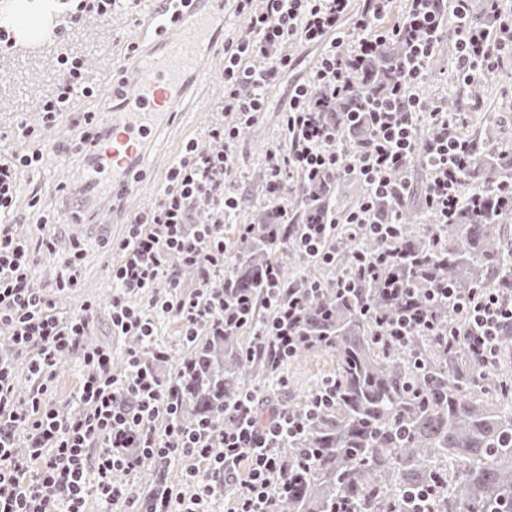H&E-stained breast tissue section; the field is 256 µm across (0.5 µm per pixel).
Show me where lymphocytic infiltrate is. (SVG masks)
<instances>
[{"mask_svg":"<svg viewBox=\"0 0 512 512\" xmlns=\"http://www.w3.org/2000/svg\"><path fill=\"white\" fill-rule=\"evenodd\" d=\"M226 2L232 13L245 16L247 29L224 43L221 114L206 143L186 144L160 197L137 216L125 237L109 244L122 257L112 270V333L153 343L155 312L174 318L185 341L206 326L227 334L251 320L256 352L266 354L278 369L302 341L301 311L316 297L319 283L285 289L280 264H271L262 305L272 313L261 318L255 301L227 298L212 282L230 268L224 215L238 206L230 186L238 138L265 111L267 90L294 65L291 55L276 53V45H318L322 52L288 96L286 144L266 153L264 192L278 202L288 224L289 179L312 181L328 173L339 179L354 175L366 184L367 196L342 225L307 224L297 240L303 255L328 269L336 266L340 233L378 242L377 253L355 252L349 268L336 277V290L352 294L363 283L380 280L401 259L399 215L380 222L372 211L377 200L405 195L415 164L428 171L423 190L427 212L444 218L461 204L460 179L475 143L460 134L464 118L449 116L438 102L424 108L419 88L445 39L455 45L463 82L472 81L476 71H495L512 54V13L498 9L499 0H490L495 9L487 27L468 19V0H407L399 21L391 24V0H365L357 12L353 0ZM390 41L408 47L401 76L390 97L367 95L372 134L343 148L319 110L324 99L345 94L350 71ZM93 94L81 63L63 61L55 95L43 106L42 128L22 122L15 136L32 138L41 130L62 127L71 102ZM426 124L435 132L424 140L419 131ZM77 129L78 152L88 155L93 167L104 165L111 128L87 112ZM43 162L38 152L0 159V333L26 358L36 381L33 393L20 397L13 366L0 361V512H85L91 493L123 506L124 512H208L216 496L223 497L224 512H272L285 477L281 450L303 433L304 416L279 410L261 416L254 392L248 391L227 409L228 426L186 425L178 418L175 379L160 378L144 364L138 348H130L123 371L114 372L111 350L87 342L94 305L85 304L68 316L55 313L53 300L33 286L35 257L10 219L20 192L18 168H37ZM184 267L199 273L193 289H186L181 278ZM161 281L166 284L162 292L156 289ZM135 296L146 299L147 309L131 305ZM455 300L467 347L483 360H493L501 327L512 324V289L480 288ZM71 355L82 359L87 372L78 393L80 409L64 413L51 404L50 391L54 366ZM146 460L160 470L179 467L178 486L166 488L157 501L139 498L125 480ZM240 474L244 493L225 496V485Z\"/></svg>","mask_w":512,"mask_h":512,"instance_id":"lymphocytic-infiltrate-1","label":"lymphocytic infiltrate"}]
</instances>
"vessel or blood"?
Returning <instances> with one entry per match:
<instances>
[{"label": "vessel or blood", "mask_w": 512, "mask_h": 512, "mask_svg": "<svg viewBox=\"0 0 512 512\" xmlns=\"http://www.w3.org/2000/svg\"><path fill=\"white\" fill-rule=\"evenodd\" d=\"M166 9V0H154L147 20L154 46L124 55L119 64L123 81L112 88L113 97L124 104L112 113V144L106 151L109 164L99 181L126 196L140 187L138 148L157 123L178 108L184 77L195 66L197 50L216 39L224 0H195L189 7L193 21L187 27L166 24ZM96 182L86 181L85 186L94 189Z\"/></svg>", "instance_id": "1"}]
</instances>
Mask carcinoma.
Masks as SVG:
<instances>
[{
  "label": "carcinoma",
  "instance_id": "cac0c4a2",
  "mask_svg": "<svg viewBox=\"0 0 512 512\" xmlns=\"http://www.w3.org/2000/svg\"><path fill=\"white\" fill-rule=\"evenodd\" d=\"M404 54V45L392 41L370 66L351 71L350 92L328 101L323 120L350 141L368 137V117L358 119L353 135L343 126V113L364 111L366 92L389 93ZM506 131L503 122L485 129L484 142L494 152L474 150L462 176V204L448 214V223L417 215L404 199L376 204L377 219L393 209L402 217V259L383 277L402 281L414 299L427 300L434 288L466 296L473 288L499 286V276L512 272V212L496 196L499 187L512 184V137ZM345 188L327 175L318 195L288 198L293 223L253 225L248 237H239L234 265L221 284L226 294H248L259 303L262 269L286 254L300 274L284 282L324 285L306 309V341L282 368L315 350L335 356L327 378L334 396L282 450L288 488L275 498L273 512H340L342 502L360 512H411L408 493L419 489L431 492L425 512H512V380L500 372L512 357V326H503L497 362L489 366L448 336V327L462 324V317L445 299L430 301L440 334L415 332L403 345L386 340L379 320L396 316L404 301L387 297L379 281L339 299L325 268L296 249L300 225L338 217L337 196H346ZM378 248L370 238L344 237L336 271L346 269L357 250ZM252 346L239 331L214 336L208 329L183 345V423L204 419L223 427L224 408L273 375L266 360L251 356ZM311 452L317 459L308 466L305 454Z\"/></svg>",
  "mask_w": 512,
  "mask_h": 512
}]
</instances>
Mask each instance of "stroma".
Instances as JSON below:
<instances>
[{
  "mask_svg": "<svg viewBox=\"0 0 512 512\" xmlns=\"http://www.w3.org/2000/svg\"><path fill=\"white\" fill-rule=\"evenodd\" d=\"M150 2L137 0L136 4L127 5L121 0L113 9L111 18L85 17L82 22L85 39H73L68 31L56 34L55 45L72 43L82 49L83 68L94 81V96L77 100L76 111L99 113L103 123H111L112 115L103 111L102 104L112 97L117 60L125 55L129 43L137 41L139 21L148 12ZM319 54L316 47L296 51L294 68L267 91L266 112L261 113L257 123L239 138L236 173L231 183L239 205L224 218L226 245H233L239 225L257 222L269 207L262 184L256 180L255 174L263 167L267 149L284 143L283 111L288 104V92L304 77ZM437 57L436 67L428 71L421 87L422 96L430 101L445 100L449 111L465 113L467 127H482L487 121L499 120L504 107L512 104V56L503 62L499 70L500 82L493 94L476 101L468 97L458 76L453 44L443 42ZM200 63L208 73L207 80L190 84L172 121L162 125L152 140L145 143L147 177L136 194L116 207L110 195L92 196L84 190L78 174L86 170L87 163L82 155L64 147L70 135L69 128L46 132L30 141L15 138L12 133L16 124L22 121L35 127L41 124L40 101L49 93V79L59 66L53 47L44 48L36 54L20 50L13 57L0 58V154L24 155L38 150L45 155L43 167L18 169L20 193L14 205L17 231L26 238L38 261L34 285L52 296L62 313L72 312L88 301L97 304L98 313L89 340L111 349L112 363L118 371L123 369L126 352L133 347L134 341L132 337L112 333L108 299L113 289L112 267L119 263L120 258L105 247L104 241L124 237L129 224L134 223L138 214L158 199L166 188L169 171L186 143L204 141L214 112L224 103L223 44L201 50ZM33 192L39 197V203L34 207L29 204V195ZM75 207L86 209L91 223L90 228L77 235L72 233L68 224L69 212ZM44 214L56 216L59 220L54 227L57 245L51 252L40 248V240L32 232L33 225ZM74 240L80 241L83 249L78 270L79 286L74 291L59 293L55 290V281L67 265L70 243ZM334 367L333 356L313 352L285 371L287 389L270 383L266 390L274 399L284 391L295 398L304 397L332 373Z\"/></svg>",
  "mask_w": 512,
  "mask_h": 512,
  "instance_id": "35a3bbf8",
  "label": "stroma"
}]
</instances>
